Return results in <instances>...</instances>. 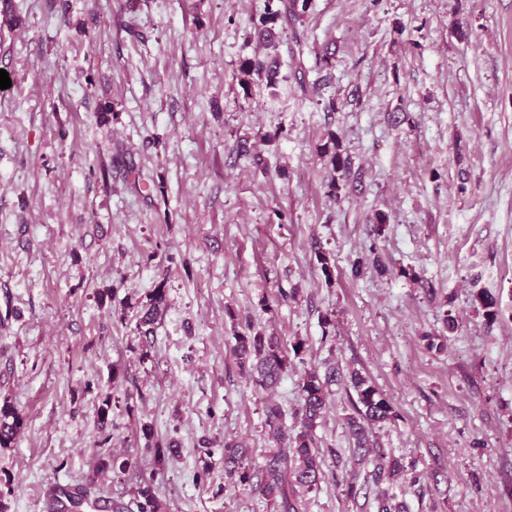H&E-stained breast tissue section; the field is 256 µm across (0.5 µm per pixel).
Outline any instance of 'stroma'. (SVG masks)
Here are the masks:
<instances>
[{
  "mask_svg": "<svg viewBox=\"0 0 512 512\" xmlns=\"http://www.w3.org/2000/svg\"><path fill=\"white\" fill-rule=\"evenodd\" d=\"M282 7L0 0L5 512H54L52 486L125 503L145 478L160 512H273L225 487L224 444L262 467L267 401L293 411L312 368L341 378L305 512H375L373 487L345 492L352 369L394 408L378 446L425 475L387 487L408 512H512V0H309L274 23L276 88L241 85ZM249 324L305 347L269 391L238 365ZM22 427L20 414L8 400L0 402V447L8 448Z\"/></svg>",
  "mask_w": 512,
  "mask_h": 512,
  "instance_id": "obj_1",
  "label": "stroma"
}]
</instances>
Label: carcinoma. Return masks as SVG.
I'll list each match as a JSON object with an SVG mask.
<instances>
[{
	"label": "carcinoma",
	"instance_id": "obj_1",
	"mask_svg": "<svg viewBox=\"0 0 512 512\" xmlns=\"http://www.w3.org/2000/svg\"><path fill=\"white\" fill-rule=\"evenodd\" d=\"M242 81L252 75L275 79L277 61L269 58H254L242 64ZM165 303L164 289L159 287L147 297L142 306L143 325L152 324ZM234 350L241 369L253 377L255 385L266 390L276 384L291 365L289 353L299 356L303 343L295 342L286 346L274 336L248 326V331L235 336ZM336 373L331 371L321 377L316 372L304 374L299 392V406L295 413L297 425L288 431L285 412L281 405L269 402L265 406V425L269 437L279 444L280 451L267 459L257 472L250 464L251 450L240 443L224 444V482L231 487H250L273 507L275 512H301V501L290 491V485L311 490L324 478L325 457L316 446L313 431L322 418L326 405L328 385ZM350 386L357 395L354 414L347 417V425L354 443L358 463L372 466L363 478V484L377 487V512H407L403 502L379 488L384 482L399 480L417 484L421 475L410 471L402 459L390 456L381 448L369 450L368 428L389 420L392 406L387 398L366 377L357 371L350 373ZM22 427L20 414L14 405L5 400L0 402V447L8 448ZM160 505L153 493L151 482L145 481L136 490L134 497L126 504L115 503L112 512H158Z\"/></svg>",
	"mask_w": 512,
	"mask_h": 512
}]
</instances>
